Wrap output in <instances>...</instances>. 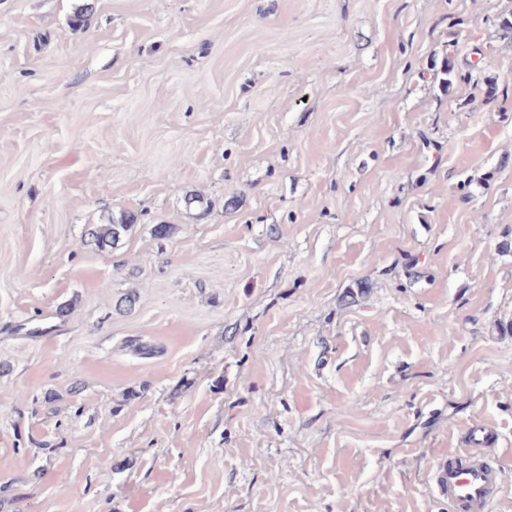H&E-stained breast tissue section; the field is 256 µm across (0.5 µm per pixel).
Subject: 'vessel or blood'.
Segmentation results:
<instances>
[{
	"instance_id": "vessel-or-blood-1",
	"label": "vessel or blood",
	"mask_w": 512,
	"mask_h": 512,
	"mask_svg": "<svg viewBox=\"0 0 512 512\" xmlns=\"http://www.w3.org/2000/svg\"><path fill=\"white\" fill-rule=\"evenodd\" d=\"M488 432L473 427L465 456H449L436 469V485L448 498V512H493L504 474L483 456Z\"/></svg>"
}]
</instances>
